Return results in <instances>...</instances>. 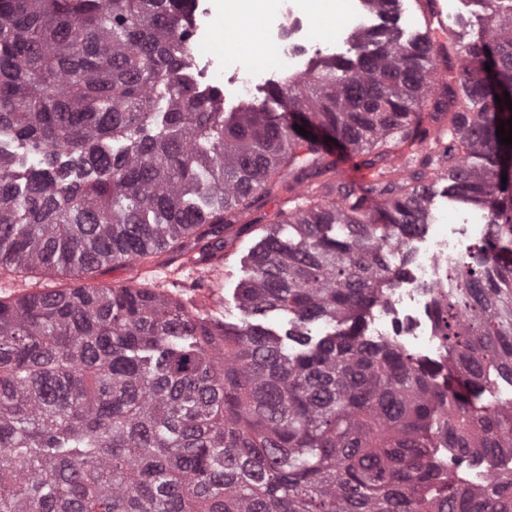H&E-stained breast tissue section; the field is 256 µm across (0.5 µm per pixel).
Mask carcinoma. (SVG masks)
<instances>
[{"mask_svg":"<svg viewBox=\"0 0 512 512\" xmlns=\"http://www.w3.org/2000/svg\"><path fill=\"white\" fill-rule=\"evenodd\" d=\"M474 2L487 26L436 97L438 38L385 25L275 83L285 123L190 83L185 0H0V129L40 157L0 156V271L83 279L169 254L210 282L242 213L303 190L246 257L235 323L145 279L0 298V512H512V402L479 399L512 384V0ZM429 99L448 142L424 154ZM329 141L404 165L372 174V204ZM435 178L489 231L429 289L428 364L364 330ZM272 311L332 331L274 333ZM439 456L443 459L444 464L448 466L449 471L463 481L475 484L484 482L475 478L479 473L487 474V469L484 465L473 464L469 458L463 456L454 458L443 450Z\"/></svg>","mask_w":512,"mask_h":512,"instance_id":"obj_1","label":"carcinoma"}]
</instances>
